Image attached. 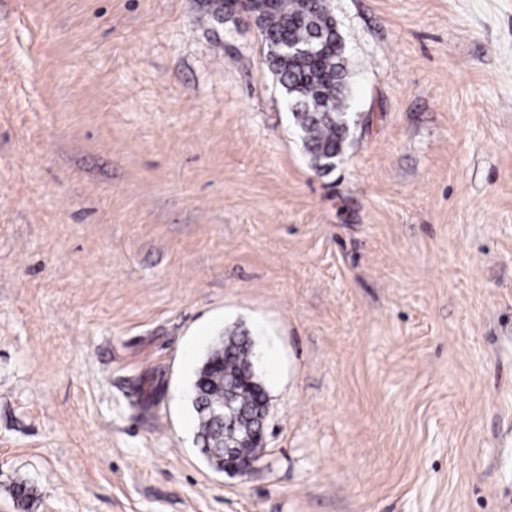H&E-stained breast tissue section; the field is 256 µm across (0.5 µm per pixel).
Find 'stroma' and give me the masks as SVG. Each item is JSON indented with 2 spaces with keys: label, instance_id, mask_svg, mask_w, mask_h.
Here are the masks:
<instances>
[{
  "label": "stroma",
  "instance_id": "stroma-1",
  "mask_svg": "<svg viewBox=\"0 0 512 512\" xmlns=\"http://www.w3.org/2000/svg\"><path fill=\"white\" fill-rule=\"evenodd\" d=\"M331 7L318 168L250 14L0 0V512H512V0ZM230 330L237 474L190 404ZM236 334H229L221 341L214 343L207 353V357L197 370L196 377L192 384L191 405L197 418L196 443L199 445L202 454L212 466H217V460L213 452L224 450V471L243 472L248 470L259 458L260 452L265 448V422L269 413L267 404L266 411L259 418L257 424L251 427L249 433L239 443L228 445L224 448L226 431L224 429V417L216 418L219 413L224 416V403L232 399L237 407H258L259 395L246 388H254L255 369L249 358V364L243 373L239 376V382L246 387L235 384L232 388L230 381L232 377L240 373L245 365V356L248 353V347L243 342L233 344L231 338ZM230 341V342H229ZM229 345L225 348L226 344ZM212 366H218L214 368ZM223 372V382L219 377L215 381L209 378L214 377L216 373ZM238 448H260L256 456H246Z\"/></svg>",
  "mask_w": 512,
  "mask_h": 512
}]
</instances>
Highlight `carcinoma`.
<instances>
[{
	"mask_svg": "<svg viewBox=\"0 0 512 512\" xmlns=\"http://www.w3.org/2000/svg\"><path fill=\"white\" fill-rule=\"evenodd\" d=\"M250 12L268 49L273 74L288 95V104L304 150L312 161L328 168L341 154L349 132L345 101L348 70L345 48L328 0H219L216 20L234 13ZM320 37L325 48L315 55L288 57L286 45L305 46ZM233 335L214 343L196 372L191 405L197 418L196 443L209 464H217L214 453L224 449L226 431L224 403L231 399L238 407H256L259 395L236 384L232 377L245 365L248 347L233 344Z\"/></svg>",
	"mask_w": 512,
	"mask_h": 512,
	"instance_id": "1",
	"label": "carcinoma"
}]
</instances>
